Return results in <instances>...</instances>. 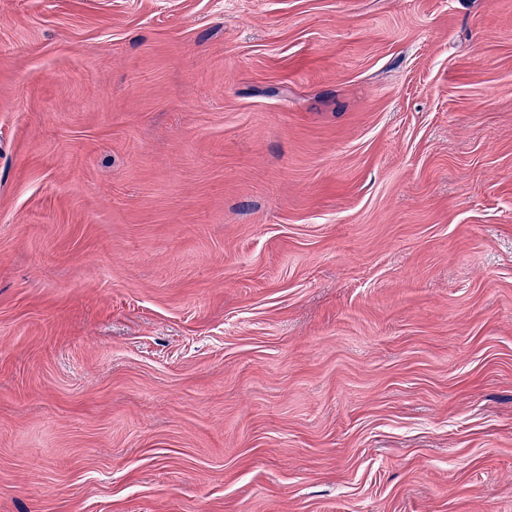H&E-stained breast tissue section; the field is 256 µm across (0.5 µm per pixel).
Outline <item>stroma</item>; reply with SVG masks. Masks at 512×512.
Listing matches in <instances>:
<instances>
[{"instance_id": "35a3bbf8", "label": "stroma", "mask_w": 512, "mask_h": 512, "mask_svg": "<svg viewBox=\"0 0 512 512\" xmlns=\"http://www.w3.org/2000/svg\"><path fill=\"white\" fill-rule=\"evenodd\" d=\"M0 512H512V0H0Z\"/></svg>"}]
</instances>
